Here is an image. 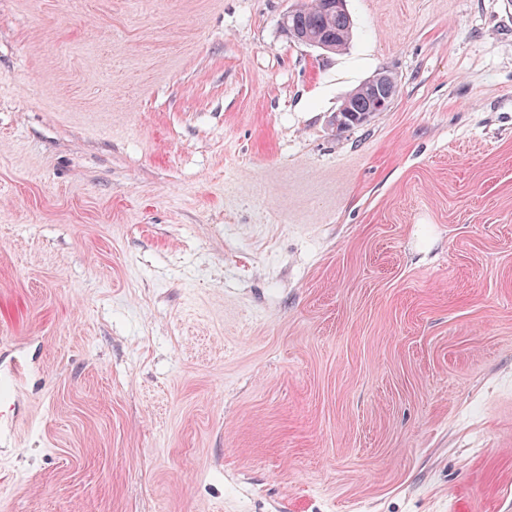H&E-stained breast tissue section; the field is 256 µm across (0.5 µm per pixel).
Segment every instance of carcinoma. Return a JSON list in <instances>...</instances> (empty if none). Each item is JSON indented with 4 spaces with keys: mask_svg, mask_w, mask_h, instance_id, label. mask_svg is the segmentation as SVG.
I'll use <instances>...</instances> for the list:
<instances>
[{
    "mask_svg": "<svg viewBox=\"0 0 512 512\" xmlns=\"http://www.w3.org/2000/svg\"><path fill=\"white\" fill-rule=\"evenodd\" d=\"M333 0H302L301 12L290 19L289 26L309 41L325 39L328 51L346 48L352 34L351 16L336 11ZM350 111L341 113L345 121L361 119L374 107V98L362 86L350 93Z\"/></svg>",
    "mask_w": 512,
    "mask_h": 512,
    "instance_id": "carcinoma-1",
    "label": "carcinoma"
}]
</instances>
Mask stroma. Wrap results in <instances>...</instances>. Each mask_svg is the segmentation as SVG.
Listing matches in <instances>:
<instances>
[{"instance_id":"1","label":"stroma","mask_w":512,"mask_h":512,"mask_svg":"<svg viewBox=\"0 0 512 512\" xmlns=\"http://www.w3.org/2000/svg\"><path fill=\"white\" fill-rule=\"evenodd\" d=\"M296 2L0 0V512H512V0ZM333 0H302L300 6H295L283 14L280 26L288 33L286 25L291 16L289 26L309 41L325 39L328 52L341 51L346 48L352 34L351 16L348 13L337 12L336 8L346 10L347 0H336V8L332 7ZM362 85L367 86L369 91L373 92L375 97V107L373 96L366 88L360 86L347 96H351L349 105L350 109L354 112H352L346 104L342 106L347 98L346 97L341 104V107L336 111V126L340 124V120L338 119L339 112H343L340 116L350 123H353L352 120H360L362 116L368 114L363 121L365 122L370 117V112H383L390 105L396 94V84L390 74L386 72H379L375 74ZM373 107L374 109H372Z\"/></svg>"}]
</instances>
